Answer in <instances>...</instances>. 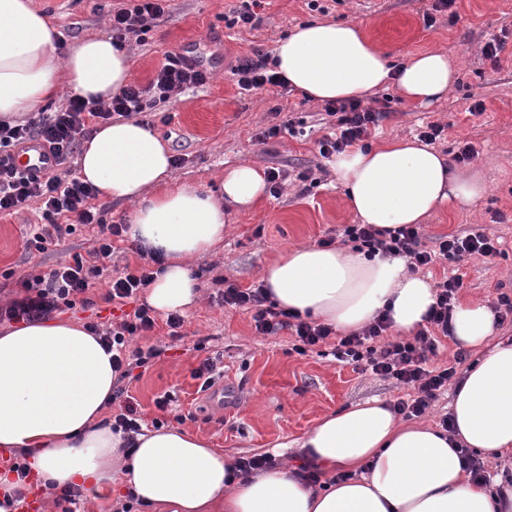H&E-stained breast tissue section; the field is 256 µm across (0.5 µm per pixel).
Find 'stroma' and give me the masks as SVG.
Instances as JSON below:
<instances>
[{"label":"stroma","mask_w":512,"mask_h":512,"mask_svg":"<svg viewBox=\"0 0 512 512\" xmlns=\"http://www.w3.org/2000/svg\"><path fill=\"white\" fill-rule=\"evenodd\" d=\"M122 0H30L61 33L64 48L90 36H111L112 10ZM238 0H169L166 13L145 42H129L131 82H149L165 56L182 53L209 72L205 85L173 93L161 112L144 114L143 122L181 158L174 178L201 190H212L224 170L249 161L263 169L288 173L280 196H266L250 210L233 214V228L223 248L192 263L202 296L199 306L184 315L182 336L170 339L166 327L150 336L130 337L128 349L162 345L166 351L148 368L134 369L127 382L146 429L180 427L207 440L212 448L239 459L274 454L279 444L301 437L320 418L368 399L387 403L408 399L410 387L355 369L311 351L292 350L293 336L257 335L248 312L221 305L218 278L248 287L261 282L262 268L293 245H318L343 225L356 223L331 162L318 152L325 132L322 103L300 91L267 87L252 92L238 88L230 69L237 57L273 53L278 40L295 26L327 17L363 22L367 35L397 59L441 49L459 61V80L440 102L420 107L401 101L394 88L380 90L388 115L369 146L395 137L416 136L427 123L444 125L437 148L454 153L461 143L477 155L456 165L463 176L478 175L486 194L462 205L446 201L424 222L427 247L438 238L479 228L497 239L503 253L495 258L459 261L440 259L425 277L440 281L448 273L461 276L462 301L495 305L500 293L512 291V0H456L435 10V0H262L255 27H228L224 16ZM505 39L499 61L482 49L491 39ZM481 111H474V104ZM303 121L304 137L282 135L255 141L261 129L286 120ZM325 168L320 182L298 181V172ZM35 210L0 217V301L20 292L24 280L48 272L73 253H87L92 227L76 225L57 250L27 252ZM219 358L221 375L214 386L200 391L192 372L207 358ZM174 397L171 410H159L160 396Z\"/></svg>","instance_id":"obj_1"}]
</instances>
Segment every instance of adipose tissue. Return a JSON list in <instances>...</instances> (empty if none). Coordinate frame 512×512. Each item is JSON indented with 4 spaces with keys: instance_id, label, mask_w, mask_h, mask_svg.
<instances>
[{
    "instance_id": "1",
    "label": "adipose tissue",
    "mask_w": 512,
    "mask_h": 512,
    "mask_svg": "<svg viewBox=\"0 0 512 512\" xmlns=\"http://www.w3.org/2000/svg\"><path fill=\"white\" fill-rule=\"evenodd\" d=\"M59 36L29 0H0V120L63 91L106 102L126 86L130 60L111 39L88 37L62 54ZM274 55L289 84L321 102L365 99L390 84L402 101L427 107L459 75L443 51L394 64L354 21L304 23ZM171 160L135 119L98 126L78 159L81 178L104 198L135 203L129 239L165 259L146 290L162 314L197 303L189 260L222 248L231 210L267 194L252 163L227 169L211 191L177 183ZM332 167L349 209L380 229L420 223L444 201L486 193L481 180L459 178L415 138L348 148ZM262 283L280 308L345 332L385 309L397 331H416L436 301L433 284L408 274L403 258L346 248L289 247L264 268ZM495 326L486 304L454 307L453 339L480 354L451 395V430L403 422L370 399L323 416L296 440L294 462L237 473L229 457L179 428L145 431L123 449L103 422L118 375L98 338L59 318L15 322L0 329V450L26 454L34 491L74 486L91 501L129 496L151 512H512L503 475L471 481L461 455L469 448L512 457V341H493ZM304 464L321 472L319 484L301 479Z\"/></svg>"
}]
</instances>
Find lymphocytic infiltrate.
Here are the masks:
<instances>
[{
  "label": "lymphocytic infiltrate",
  "mask_w": 512,
  "mask_h": 512,
  "mask_svg": "<svg viewBox=\"0 0 512 512\" xmlns=\"http://www.w3.org/2000/svg\"><path fill=\"white\" fill-rule=\"evenodd\" d=\"M164 13V0H127L112 14L113 41L120 46L130 38L143 42ZM231 73L236 76L239 88L245 91L268 85L283 89L288 86L286 78L264 55L240 58ZM207 80V74L196 63L171 53L148 83L127 85L107 105L72 97L60 109L0 122V215L19 212L33 202L42 212L43 221L33 228L27 247L43 254L59 246L64 236L72 234L74 225H91L97 229L88 255H73L71 262L58 264L45 274L23 281V297L0 306V320L35 321L74 308L76 303L84 301L86 293L101 277L104 262L121 251L126 242L125 225L107 224L97 217L94 206L97 189L72 177L68 168L80 139L88 136L92 125L117 116L128 119L155 111L160 104L168 102L173 92L204 85ZM325 113L333 120L330 131L318 141L319 153L325 158L354 143L369 140L386 116L382 109L365 107L353 100L326 103ZM36 139L50 144L60 168L41 177L22 175L10 160L17 150ZM342 240L370 256L382 253L407 258L414 271L440 258H487L499 253L494 240L477 229L442 237L437 249L432 251L426 249L421 228L416 224L390 233L370 224H348L342 230ZM152 279L153 272L147 264L124 267L105 295L106 302L123 307V316L116 322L86 325L92 335L113 351L112 364L123 379L133 369L148 367L163 352L162 347L150 345L136 348L126 357L121 354L127 337L153 331L157 325L153 309L135 302L137 294ZM461 286L462 281L456 276L437 282V301L428 314V326L416 336L386 340L391 323L382 314L364 330L339 337L331 350L332 357L412 387L414 396L397 401L393 410L407 418L422 416L447 388L456 374L457 364L467 357L461 350L456 352L453 364L435 369L427 366L430 355L439 347L440 337L449 333V317ZM221 298L226 305L251 312L255 329L261 335L273 336L283 330L294 332L297 354H306L308 348L333 336L331 327L279 308L263 286L243 288L228 281Z\"/></svg>",
  "instance_id": "1"
}]
</instances>
